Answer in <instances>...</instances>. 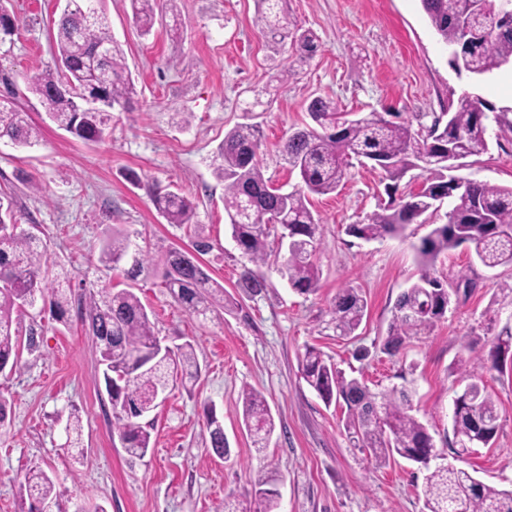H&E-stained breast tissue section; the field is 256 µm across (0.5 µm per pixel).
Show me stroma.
Listing matches in <instances>:
<instances>
[{
	"label": "stroma",
	"mask_w": 512,
	"mask_h": 512,
	"mask_svg": "<svg viewBox=\"0 0 512 512\" xmlns=\"http://www.w3.org/2000/svg\"><path fill=\"white\" fill-rule=\"evenodd\" d=\"M288 6L297 25L319 39L312 58L265 36L257 0H178L177 14H164L147 37L132 23L130 0H105L139 105L130 114L113 112L108 134L86 143L48 119L26 80L54 64L64 0H8L18 32L0 44V76L9 78L0 96L11 95L42 139L31 147L0 141V196L12 198L23 229L46 246L55 274L68 278L72 290L105 280L133 287L153 312L163 344H193L199 376L192 389L175 386L145 417L152 448L143 459L130 458L112 426L91 336L77 319L35 317L38 349L0 374V394L11 403L0 427V512H22L18 483L34 466L53 477L59 512L80 505L90 512H224L227 495L243 492L263 467L279 475L280 512H425L424 468L403 459L378 468L353 447L343 428L345 405L324 404L301 375L309 346L372 389L406 386L415 416L434 438L438 465L464 467L488 485L512 489V362L483 372L499 417L493 445L457 455L452 431L461 367L483 355V342L512 327V266L485 268L466 245L441 257V276L463 275L477 286L430 333L391 357L382 343L399 295L419 278L412 245L429 228L411 224L404 238L372 242L347 234L348 225L365 222L386 200L384 172L353 161L344 186L313 197L321 220L317 292H294L272 263L261 269L266 290L247 296L237 288L244 259L224 213V185L211 166L225 132L256 123L264 132L266 174L289 190L299 178L277 146L309 123L312 99H332L359 116L398 112L416 127L469 98L493 106L502 120L490 123L487 150L463 159L456 174L510 187L512 69L480 79L457 75L419 0H288ZM24 173L33 184L21 181ZM152 183L194 202L197 225L158 215L147 194ZM111 224L123 225L151 258L136 282L96 260L98 238ZM199 234L214 245L201 257L209 274L240 301L234 312L195 316L163 285L167 251L191 249ZM348 284L360 288L368 309L356 335L342 337L330 306ZM471 339L480 342L472 351L465 347ZM362 348L367 356H359ZM247 387L261 392L275 419L264 448L240 424ZM210 403L230 444L227 460L208 445L203 408ZM74 413L83 424L78 450L66 444Z\"/></svg>",
	"instance_id": "35a3bbf8"
}]
</instances>
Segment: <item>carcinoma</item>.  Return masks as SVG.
<instances>
[{
	"label": "carcinoma",
	"instance_id": "cac0c4a2",
	"mask_svg": "<svg viewBox=\"0 0 512 512\" xmlns=\"http://www.w3.org/2000/svg\"><path fill=\"white\" fill-rule=\"evenodd\" d=\"M104 0H71L70 11L60 18L55 35V68L29 80L48 118L58 127L86 142L103 138L108 112H128L137 95L124 52L112 37L103 8ZM133 21L141 34L151 33L160 0H130ZM432 28L448 46L466 45L457 58L458 68L472 77H486L512 66V16L494 19L498 0H420ZM259 22L273 41L287 39L299 50L313 53L317 45L308 32L299 31L288 9V0H260ZM15 21L0 3V43L12 39ZM312 124L294 131L279 152L300 184L293 190H270L258 154L263 132L242 123L224 134L212 160L216 178L224 182V211L231 236L252 263L243 267L238 288L256 295L266 288L254 267L281 260L280 273L300 294L318 290L315 256L320 247V218L310 197L335 192L349 175L352 156L380 166L396 191L413 169L429 172L417 190L373 213L364 224H351L347 233L366 242L403 235L410 224H431V231L412 245L421 268L419 280L397 299L387 328L383 351L400 353L417 336L431 331L448 312L457 288L472 280L460 277L451 285L437 275L440 256L464 243L474 246L477 260L486 268L512 266V187L461 179L452 185L448 175V149L469 156L488 148V107L480 100L464 99L453 112H442L421 133L406 121H393L373 110L339 121L342 111L335 101L317 97L307 108ZM33 146L41 140L39 127L12 102H0V140ZM150 198L169 224H196V205L180 194L155 186ZM445 222L435 223L443 204ZM274 211L280 223L267 224L264 213ZM124 231L114 226L100 240L98 261L115 270L131 258L127 277L137 278L148 263L142 250ZM210 249L204 240L194 251L169 250L164 262V284L171 297L190 313L204 314L226 308L224 285L212 278L197 259ZM46 248L31 234L18 230L11 207L0 200V370L18 365L23 316L40 302L57 320H68L71 288L51 279ZM78 320L87 327L104 366L106 392L115 411L114 427L125 452L144 457L151 448V434L141 418L155 410L171 383L198 377L195 348L189 341L176 349L161 346L155 323L131 288L116 289L91 284L77 299ZM367 301L354 287L340 290L332 302L334 328L352 336L366 314ZM512 354V331L495 336L490 351L498 361ZM304 380L327 405H346L345 430L355 447L366 448L380 468L395 457L429 467L437 448L427 427L411 414L406 389L395 387L376 393L364 381L348 377L335 363L307 347L301 359ZM468 380L454 400L452 430L463 454L474 444L487 445L496 437L498 413L487 393L478 367L464 370ZM242 425L254 443L265 445L275 431L274 418L262 394L247 387L241 393ZM205 428L212 452L229 458L231 450L224 426L211 408ZM244 499L227 504L228 512H279L277 473L261 469L250 481ZM426 512H512V490H499L479 481L463 468L437 467L425 477L422 488ZM22 500L52 504L58 500L53 479L32 467L19 484Z\"/></svg>",
	"mask_w": 512,
	"mask_h": 512
}]
</instances>
